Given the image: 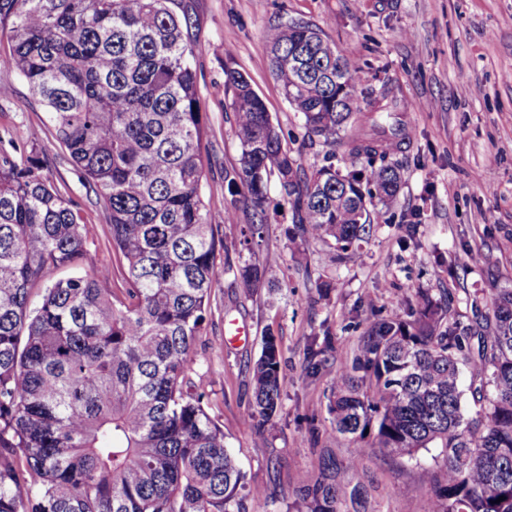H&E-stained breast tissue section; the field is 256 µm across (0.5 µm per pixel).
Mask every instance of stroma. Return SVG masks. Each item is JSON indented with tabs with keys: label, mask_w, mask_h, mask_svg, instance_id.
Listing matches in <instances>:
<instances>
[{
	"label": "stroma",
	"mask_w": 512,
	"mask_h": 512,
	"mask_svg": "<svg viewBox=\"0 0 512 512\" xmlns=\"http://www.w3.org/2000/svg\"><path fill=\"white\" fill-rule=\"evenodd\" d=\"M287 18L319 26L330 44L359 61L365 86L387 88L407 104L402 118L411 135L397 155L399 196L377 215L354 262L334 264L322 241L290 244L288 207L273 187L263 243L266 286L249 290L222 272L212 290L191 381L223 424L250 483L266 489L271 512H296L298 473L316 472L324 454L342 461L354 450L353 441L332 434L328 398L336 362L356 352L371 322L406 312L407 298L420 288L462 312L475 289L512 282V0H192V33L205 48L196 73L206 124L202 153L211 162L203 188L208 208L223 214L230 200L224 172L238 166L241 153L227 116L225 68L249 78L305 169L322 163L324 147L307 140L270 69L265 32ZM0 84L10 88L0 97V134L18 133L48 156L50 179L79 203L91 226L84 268L107 269L121 281L111 226L54 138L43 106L17 74L1 69ZM413 214L410 236L405 227ZM320 281L330 284L328 296H319ZM233 322L248 336H229ZM268 329L285 360L282 406L259 435L241 422ZM326 330L334 336L335 362L312 379L305 349ZM437 454L433 448L409 459L368 448L355 477L366 512H424L420 488Z\"/></svg>",
	"instance_id": "35a3bbf8"
}]
</instances>
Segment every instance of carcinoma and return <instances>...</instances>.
<instances>
[{"instance_id": "obj_1", "label": "carcinoma", "mask_w": 512, "mask_h": 512, "mask_svg": "<svg viewBox=\"0 0 512 512\" xmlns=\"http://www.w3.org/2000/svg\"><path fill=\"white\" fill-rule=\"evenodd\" d=\"M189 5L176 0H0V68L16 72L49 116L96 203L125 267L122 296L82 263L80 206L44 171L36 144L0 139V512H268L247 483L224 427L190 388L193 349L210 310L221 225L208 209L203 124ZM271 72L309 141L332 146L352 126L363 76L355 59L302 19L267 29ZM241 146L225 173L244 194L248 262L224 271L264 283L267 192L291 212L288 239L329 242L353 261L375 230L374 209L402 186L392 160L408 126L387 108L349 142L360 168L336 154L307 172L249 79L224 71ZM41 290L36 307L32 291ZM409 317L377 318L338 366L332 432L390 455L440 449L426 470V512H512V284L469 296L453 312L418 290ZM333 337L312 342L306 372L329 363ZM281 346L262 336L243 425L258 433L281 409ZM474 401L467 416L464 372ZM365 449L318 475L298 476L299 512H338ZM504 500H499V497Z\"/></svg>"}]
</instances>
